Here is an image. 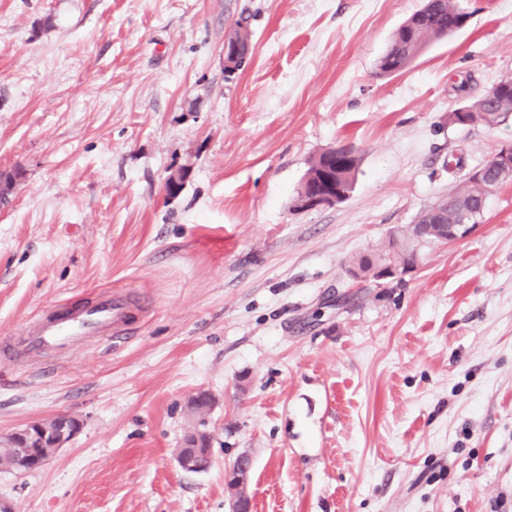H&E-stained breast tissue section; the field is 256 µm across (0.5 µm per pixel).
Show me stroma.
<instances>
[{
	"instance_id": "stroma-1",
	"label": "stroma",
	"mask_w": 512,
	"mask_h": 512,
	"mask_svg": "<svg viewBox=\"0 0 512 512\" xmlns=\"http://www.w3.org/2000/svg\"><path fill=\"white\" fill-rule=\"evenodd\" d=\"M460 4L465 28L379 77L422 0H0V175H19L0 343L107 290L130 324L0 361V441L81 423L41 467L0 469L13 512H229L242 455L253 512H512V181L402 279L348 273L512 146V117L448 121L512 78V0ZM242 15L253 52L229 77ZM339 144L360 156L348 199L293 209ZM201 391L212 458L188 473L174 454Z\"/></svg>"
}]
</instances>
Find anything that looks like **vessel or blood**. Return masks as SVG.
Instances as JSON below:
<instances>
[{
	"label": "vessel or blood",
	"mask_w": 512,
	"mask_h": 512,
	"mask_svg": "<svg viewBox=\"0 0 512 512\" xmlns=\"http://www.w3.org/2000/svg\"><path fill=\"white\" fill-rule=\"evenodd\" d=\"M127 301L124 297L103 292L94 299L65 303L31 325L9 346L0 348V357L22 359L38 364L47 353L68 357L76 344L96 338H120L125 323Z\"/></svg>",
	"instance_id": "b4317fda"
}]
</instances>
